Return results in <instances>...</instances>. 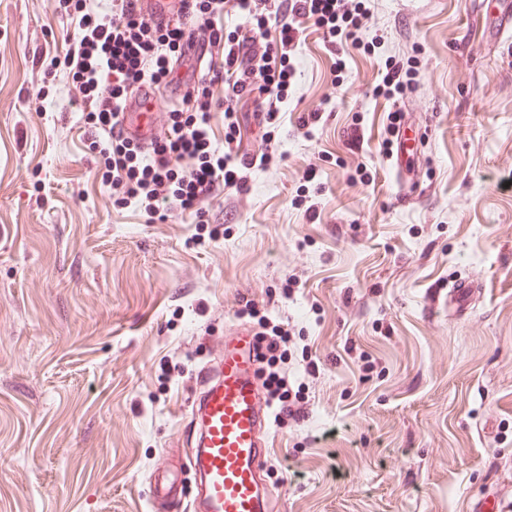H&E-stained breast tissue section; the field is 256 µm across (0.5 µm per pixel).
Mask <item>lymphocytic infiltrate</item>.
<instances>
[{
  "label": "lymphocytic infiltrate",
  "mask_w": 512,
  "mask_h": 512,
  "mask_svg": "<svg viewBox=\"0 0 512 512\" xmlns=\"http://www.w3.org/2000/svg\"><path fill=\"white\" fill-rule=\"evenodd\" d=\"M191 18L166 28L149 21L150 0H112L108 10H93L88 0H59L76 27L65 52L50 59L80 87L83 111L104 130L100 152L108 166L106 182L118 203L143 211L155 221L161 208L203 214L223 187L243 190L244 169L268 163L274 149L260 157L219 152L210 137L212 101L205 81L185 92L181 109L170 112L152 153H144L113 133L114 119L125 98L141 81L173 78L182 66L186 46L221 47L222 61L211 64L213 80L231 91L255 82L283 99L294 75L291 54L305 23L321 29L328 43L358 42L369 22L361 0H190ZM240 11L249 19L250 35L225 38L206 22V10ZM279 30L277 43L265 39L268 25Z\"/></svg>",
  "instance_id": "obj_1"
}]
</instances>
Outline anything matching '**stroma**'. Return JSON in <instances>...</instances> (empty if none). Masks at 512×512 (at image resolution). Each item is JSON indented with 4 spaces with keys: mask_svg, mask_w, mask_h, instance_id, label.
<instances>
[{
    "mask_svg": "<svg viewBox=\"0 0 512 512\" xmlns=\"http://www.w3.org/2000/svg\"><path fill=\"white\" fill-rule=\"evenodd\" d=\"M364 5L344 74L301 34L272 142L268 94L212 87L216 146L230 107L233 150L278 156L207 223L150 224L102 183L79 89L48 68L73 27L53 0H0V512H151L149 475L186 455L198 372L239 323L289 333L276 512L512 507V31L483 30L498 0ZM389 59L416 73L395 104L373 94ZM395 105L421 184L399 201ZM459 279L483 288L464 318ZM473 287L466 282H455L448 288V299L456 313L465 315L471 308Z\"/></svg>",
    "mask_w": 512,
    "mask_h": 512,
    "instance_id": "stroma-1",
    "label": "stroma"
}]
</instances>
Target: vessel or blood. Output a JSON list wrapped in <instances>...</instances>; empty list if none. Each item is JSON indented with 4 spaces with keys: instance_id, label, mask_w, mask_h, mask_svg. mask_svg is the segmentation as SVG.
<instances>
[{
    "instance_id": "b4317fda",
    "label": "vessel or blood",
    "mask_w": 512,
    "mask_h": 512,
    "mask_svg": "<svg viewBox=\"0 0 512 512\" xmlns=\"http://www.w3.org/2000/svg\"><path fill=\"white\" fill-rule=\"evenodd\" d=\"M158 92L157 86L143 85L121 108L114 128L115 134L144 151L153 149L155 129L152 123H139L138 116ZM473 294L469 283L459 281L450 286L448 299L455 312L464 315ZM257 362L252 329L244 323L230 329L221 354L198 375V392L182 433L197 492L182 498L175 472H154V512H270L271 498L264 487L270 411L262 404Z\"/></svg>"
}]
</instances>
